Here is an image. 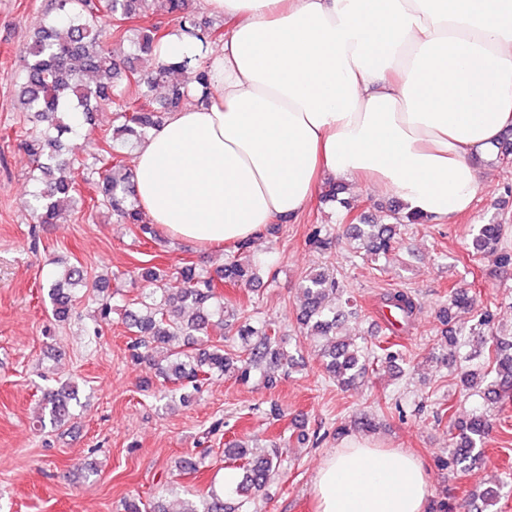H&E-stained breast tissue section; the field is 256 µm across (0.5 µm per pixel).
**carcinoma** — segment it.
<instances>
[{
    "mask_svg": "<svg viewBox=\"0 0 512 512\" xmlns=\"http://www.w3.org/2000/svg\"><path fill=\"white\" fill-rule=\"evenodd\" d=\"M112 16L111 29L99 21V0H53L51 19L39 22L33 40L26 48V76L19 92L22 110L41 123L36 133L23 139L19 148L30 158L41 177L35 180L29 208L37 224H55L68 211L92 202L103 207L124 224H132L146 242L158 239L142 209L131 201L132 171L113 154L114 143L140 141L146 133L161 125L167 115L179 110L186 97L185 87L178 80L183 72L194 69L197 85L207 87L206 72L185 58L179 62L157 61L149 71L136 65L139 57L154 56L161 36L159 26L151 16L162 10L177 17L179 27L189 36L208 42L215 29L213 21L195 10L191 0H107ZM142 24L130 27L133 19ZM168 87L169 95L158 107L151 101L159 87ZM131 95L114 112L112 135L105 136L100 152L92 160L77 158V138L80 128L92 122L98 108L113 103L118 88ZM496 158L509 161L512 156V128L505 131L496 145ZM95 174L102 180L88 177L84 182L96 188L97 197L85 198L74 178L75 166ZM391 224H354L347 235L354 253L361 258L387 255L397 244L398 226L419 224L423 218L412 213L404 216L395 212ZM473 254H498L499 264H512V254L501 247L498 224H483L472 239ZM251 243L240 244L227 258L224 266L213 271L187 264L176 274L182 287L169 295L164 281L169 272L154 265L136 269V278L149 290L138 306L125 310L127 326L134 333L131 356L148 360L158 367L159 374L182 388L198 390L202 382L214 376L231 373L246 383L252 373L267 368H292L297 361L283 345L279 329L272 323L255 324L248 310L224 302L217 294L219 283L247 287L260 279L266 264L256 255L248 254ZM104 288L102 281L89 282L82 270L70 267L47 283L46 295L54 319L63 322L72 313L71 286ZM301 290L304 304L297 317L305 334L324 339L320 353L326 372L342 387L360 383L368 374L372 362L392 364L403 359L396 345H376V355L369 356L368 346L356 343L341 334L345 309L353 304L343 297V289L334 273L320 271L305 276ZM385 305L404 327L411 324L417 304L411 292L397 290L386 295ZM473 299L468 292L454 289L448 306L440 309L439 317L449 324L452 311H469ZM495 314H479L477 326L488 332L482 340L494 355L492 369L483 375L485 382L465 371L460 376L462 388L478 390V397L487 402L512 398V339L493 335ZM237 327L241 346L235 348L211 343L203 349L187 350L181 341L194 336L209 339L215 327ZM80 404L78 391H48L42 405L53 427L63 425ZM491 419L481 408L473 409L466 419L453 423V448L440 458V466L453 467L477 474V464L483 452L478 450L489 433ZM253 440L235 439L224 449L230 462H242L241 478L236 485L224 490L209 488L192 496L177 509L163 505L152 512H250L252 495L264 489L281 465L279 445L271 451L256 454ZM500 498V489L485 488L469 502L470 512H493Z\"/></svg>",
    "mask_w": 512,
    "mask_h": 512,
    "instance_id": "cac0c4a2",
    "label": "carcinoma"
}]
</instances>
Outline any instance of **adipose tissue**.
<instances>
[{
	"instance_id": "ef3b65f1",
	"label": "adipose tissue",
	"mask_w": 512,
	"mask_h": 512,
	"mask_svg": "<svg viewBox=\"0 0 512 512\" xmlns=\"http://www.w3.org/2000/svg\"><path fill=\"white\" fill-rule=\"evenodd\" d=\"M221 43L173 30L158 58L199 59L211 95L138 143L136 199L157 232L234 247L297 218L327 181L371 184L436 222L466 214L480 157L512 127V0H206ZM421 463L344 441L318 512H425Z\"/></svg>"
}]
</instances>
